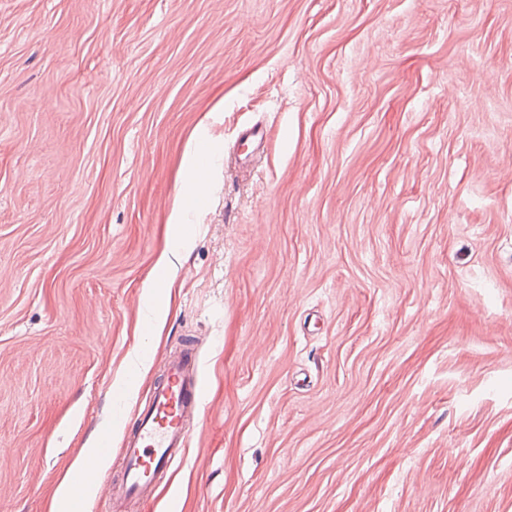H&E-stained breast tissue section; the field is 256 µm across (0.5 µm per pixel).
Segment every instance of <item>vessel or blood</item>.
Listing matches in <instances>:
<instances>
[{
  "instance_id": "1",
  "label": "vessel or blood",
  "mask_w": 512,
  "mask_h": 512,
  "mask_svg": "<svg viewBox=\"0 0 512 512\" xmlns=\"http://www.w3.org/2000/svg\"><path fill=\"white\" fill-rule=\"evenodd\" d=\"M256 126L243 129L236 142L240 159L252 157L264 144ZM199 351L185 344L168 360L161 383L124 439L121 496L112 512H133L150 497L167 470L184 459L190 429L203 414V386L198 374Z\"/></svg>"
}]
</instances>
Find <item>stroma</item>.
Masks as SVG:
<instances>
[{
    "label": "stroma",
    "instance_id": "stroma-1",
    "mask_svg": "<svg viewBox=\"0 0 512 512\" xmlns=\"http://www.w3.org/2000/svg\"><path fill=\"white\" fill-rule=\"evenodd\" d=\"M187 341L136 512H512V0H0V512L105 442L100 512ZM264 140L265 133L261 128L251 126L243 129L236 142V150L240 152L239 159L247 161L255 151L263 147ZM199 351L185 344L168 360L161 383L124 439L121 496L104 512H129L150 497L167 470L184 459L191 427L203 414Z\"/></svg>",
    "mask_w": 512,
    "mask_h": 512
}]
</instances>
